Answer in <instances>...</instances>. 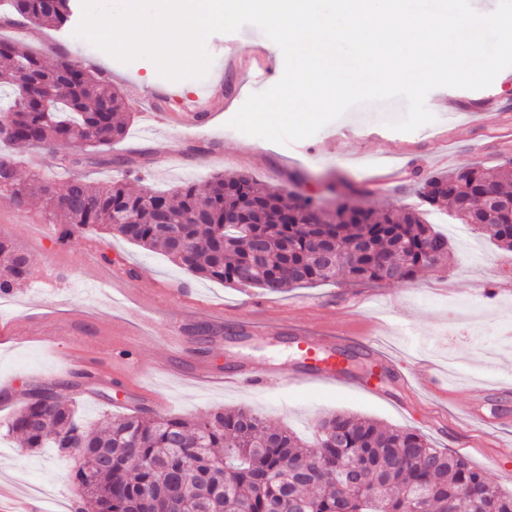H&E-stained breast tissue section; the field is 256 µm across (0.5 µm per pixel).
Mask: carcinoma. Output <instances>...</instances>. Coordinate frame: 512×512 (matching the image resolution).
<instances>
[{
  "mask_svg": "<svg viewBox=\"0 0 512 512\" xmlns=\"http://www.w3.org/2000/svg\"><path fill=\"white\" fill-rule=\"evenodd\" d=\"M77 2L6 0V8L34 25L67 30ZM46 83L56 91L47 105ZM2 84L13 89V100L0 107V116L9 118L0 141L59 153L71 166L81 159L61 153L65 145L115 163L109 151L127 133L124 100L101 72L65 56L49 67L17 42L0 39ZM19 167L15 156L0 155V201L22 207L35 196L44 199L51 219L60 222L59 244L96 227L236 287L282 293L337 278L382 284L391 271L396 281L406 282L448 255V236L419 211L363 205L341 182L331 207L321 196L300 194L285 206L274 187L241 174H217L202 187L184 183L132 192L123 180L98 184L75 174L61 184L22 181ZM484 185L494 190L492 207L479 200ZM419 195L512 251V170L459 167L424 179ZM226 209L241 212L247 233L224 228ZM322 237L335 241L333 264L315 253ZM254 238L263 246L261 263L252 261ZM30 276L26 255L0 238V296ZM4 429L19 439L22 454L84 449V459L67 478L98 512H138L145 497L155 512H408L416 494L424 496L428 512H448L450 504L454 512H474V504L490 494L499 500V512H512V492H503L468 459L433 447L416 429L384 428L345 413L320 420L313 445L247 408L197 419L143 409L99 429L82 423L53 390L42 389L29 395ZM181 484L195 493L175 496Z\"/></svg>",
  "mask_w": 512,
  "mask_h": 512,
  "instance_id": "carcinoma-1",
  "label": "carcinoma"
}]
</instances>
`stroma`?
<instances>
[{"label": "stroma", "instance_id": "1", "mask_svg": "<svg viewBox=\"0 0 512 512\" xmlns=\"http://www.w3.org/2000/svg\"><path fill=\"white\" fill-rule=\"evenodd\" d=\"M18 21L1 15L0 37L19 41L49 64L58 59V46H67L70 60L96 66L120 90L129 120L112 154L124 159V166L101 164L90 154L79 168L99 183L123 177L135 190H166L240 172L286 194H315L317 184L297 181L310 173L363 189V203L373 207L418 210V178L472 164L493 169L512 159V83L501 74L483 89L432 90L426 106L435 120L412 132L389 128V121L406 111L404 101L392 100L354 106L314 135L278 144L229 125L250 94L267 90L284 74L281 49L256 26L208 37L207 76L216 96L209 112L188 127L175 122L179 101L200 93L203 81L167 80L150 60L120 63L53 27H40L33 38ZM229 45L236 51L231 61L224 58ZM263 51L271 56L272 69L260 83L247 84L242 71ZM451 97L457 106L449 112L441 102ZM145 100L170 113L173 124L147 127L139 110ZM213 111L218 121H211ZM0 228L34 270L0 310V328L27 324L38 334L34 341H0V425L31 391L45 387L93 425L149 406L154 395L164 402V417L195 419L222 408L250 407L270 424L307 439L322 418L347 413L419 430L435 447L463 455L512 491V345L499 342L512 330V252L499 249L487 235L472 231L463 243L450 238L447 260L405 283L336 279L268 294L196 276L162 254L91 228L64 245L46 242L52 223L39 201L23 208L0 202ZM95 254L110 258L113 281L87 280L85 270ZM203 323L224 331L199 335L195 328ZM137 330L150 341L137 348L129 364L113 343ZM302 330L345 337L350 347L346 381L322 388L273 380L245 393L176 382L165 370L164 340L179 333L188 340L177 355L185 373L202 364L271 366L290 373L301 367L294 337ZM74 349L93 365L92 374L64 375ZM379 353L393 369L377 368ZM407 367L433 370L438 385L396 380L395 371ZM76 463L52 448L20 453L16 439L0 437V472L20 487L41 485L57 504L77 500L64 478Z\"/></svg>", "mask_w": 512, "mask_h": 512}]
</instances>
